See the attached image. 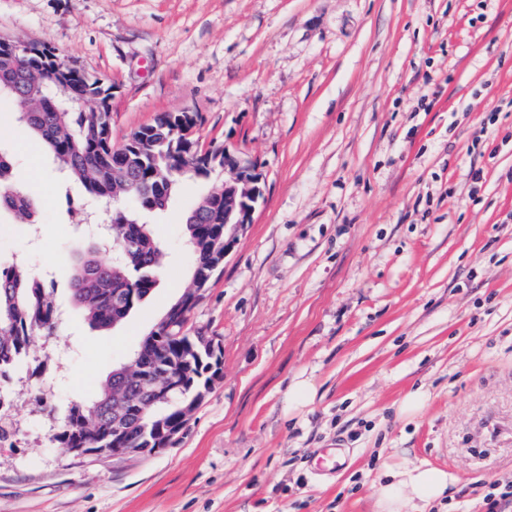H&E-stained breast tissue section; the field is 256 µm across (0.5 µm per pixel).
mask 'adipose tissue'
<instances>
[{
  "mask_svg": "<svg viewBox=\"0 0 512 512\" xmlns=\"http://www.w3.org/2000/svg\"><path fill=\"white\" fill-rule=\"evenodd\" d=\"M448 471L428 466L389 468L377 491L378 512H428L453 486Z\"/></svg>",
  "mask_w": 512,
  "mask_h": 512,
  "instance_id": "adipose-tissue-1",
  "label": "adipose tissue"
}]
</instances>
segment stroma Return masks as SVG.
<instances>
[{
    "mask_svg": "<svg viewBox=\"0 0 512 512\" xmlns=\"http://www.w3.org/2000/svg\"><path fill=\"white\" fill-rule=\"evenodd\" d=\"M0 38L106 78L113 146L190 112L200 149L263 177L187 323L222 352L210 392L154 454L76 456L59 419L181 295L183 216L222 179L148 216L160 280L93 330L70 294L92 203L0 98V150L42 228L1 214L0 262L49 274L64 313L4 388L0 512H375L406 464L455 477L447 512H487L489 484L512 481V0H0ZM301 381L312 398L291 396Z\"/></svg>",
    "mask_w": 512,
    "mask_h": 512,
    "instance_id": "1",
    "label": "stroma"
}]
</instances>
